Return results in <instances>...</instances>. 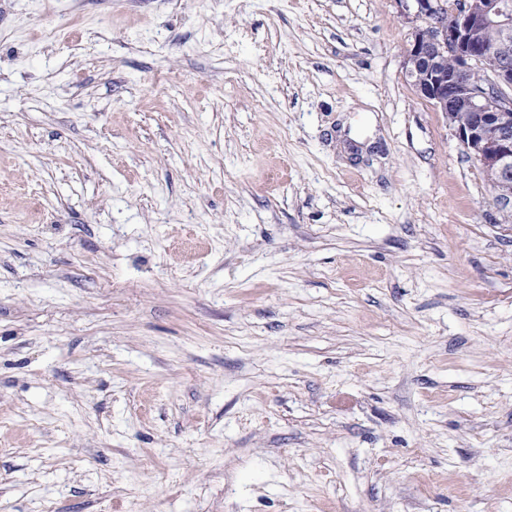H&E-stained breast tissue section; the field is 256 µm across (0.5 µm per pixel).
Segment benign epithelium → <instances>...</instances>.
Instances as JSON below:
<instances>
[{
  "label": "benign epithelium",
  "instance_id": "obj_1",
  "mask_svg": "<svg viewBox=\"0 0 512 512\" xmlns=\"http://www.w3.org/2000/svg\"><path fill=\"white\" fill-rule=\"evenodd\" d=\"M442 0H410L405 10L418 22L406 47V74L420 96L444 113L464 151L491 176L495 199L512 210V103L477 79L483 56L478 40L487 30L500 39L493 54L498 66L491 85L512 88V0H461L453 29L439 22ZM452 58L453 69L443 66ZM476 112L473 123L458 119Z\"/></svg>",
  "mask_w": 512,
  "mask_h": 512
}]
</instances>
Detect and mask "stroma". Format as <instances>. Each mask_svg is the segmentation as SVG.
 <instances>
[{
    "label": "stroma",
    "mask_w": 512,
    "mask_h": 512,
    "mask_svg": "<svg viewBox=\"0 0 512 512\" xmlns=\"http://www.w3.org/2000/svg\"><path fill=\"white\" fill-rule=\"evenodd\" d=\"M401 0H0V512H512V213Z\"/></svg>",
    "instance_id": "1"
}]
</instances>
